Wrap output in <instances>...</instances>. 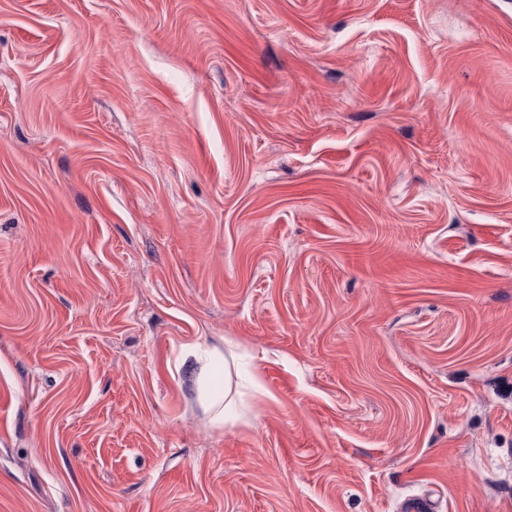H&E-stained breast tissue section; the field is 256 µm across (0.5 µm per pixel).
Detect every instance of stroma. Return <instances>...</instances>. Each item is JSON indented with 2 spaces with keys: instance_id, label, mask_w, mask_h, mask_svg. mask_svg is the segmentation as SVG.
<instances>
[{
  "instance_id": "obj_1",
  "label": "stroma",
  "mask_w": 512,
  "mask_h": 512,
  "mask_svg": "<svg viewBox=\"0 0 512 512\" xmlns=\"http://www.w3.org/2000/svg\"><path fill=\"white\" fill-rule=\"evenodd\" d=\"M416 497L512 512V0H0V512ZM198 381L203 391L205 412L216 425H223L227 415L233 413L239 391V369L236 354L229 352V358L223 350L215 347L196 356ZM233 372L235 379L233 383Z\"/></svg>"
}]
</instances>
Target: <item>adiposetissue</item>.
I'll return each instance as SVG.
<instances>
[{
    "instance_id": "1",
    "label": "adipose tissue",
    "mask_w": 512,
    "mask_h": 512,
    "mask_svg": "<svg viewBox=\"0 0 512 512\" xmlns=\"http://www.w3.org/2000/svg\"><path fill=\"white\" fill-rule=\"evenodd\" d=\"M196 359L205 411L214 424H223L226 416L232 413L240 394L238 384L233 381L238 364L235 358L225 356L218 347L197 354Z\"/></svg>"
}]
</instances>
